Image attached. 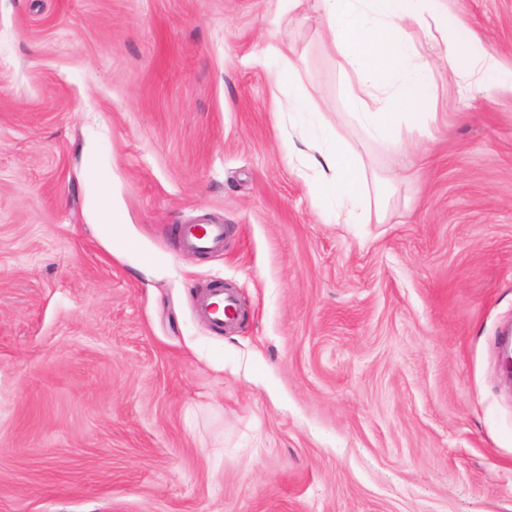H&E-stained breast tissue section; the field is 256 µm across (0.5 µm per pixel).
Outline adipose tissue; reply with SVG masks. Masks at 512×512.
I'll use <instances>...</instances> for the list:
<instances>
[{
    "instance_id": "ef3b65f1",
    "label": "adipose tissue",
    "mask_w": 512,
    "mask_h": 512,
    "mask_svg": "<svg viewBox=\"0 0 512 512\" xmlns=\"http://www.w3.org/2000/svg\"><path fill=\"white\" fill-rule=\"evenodd\" d=\"M327 43L336 56L348 118L366 138L408 152L402 128L433 137L437 126V72L449 79L475 77L489 98L512 94V66L505 65L448 6V0H316ZM442 50L440 65L426 57V43ZM288 122L298 137L289 158L312 171L305 185L318 202L336 205V218L366 224L378 207L363 161L306 96L288 92Z\"/></svg>"
}]
</instances>
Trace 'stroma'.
<instances>
[{
    "label": "stroma",
    "mask_w": 512,
    "mask_h": 512,
    "mask_svg": "<svg viewBox=\"0 0 512 512\" xmlns=\"http://www.w3.org/2000/svg\"><path fill=\"white\" fill-rule=\"evenodd\" d=\"M315 7L0 0V512H512V97L439 75L408 159L339 125L405 178L337 223L272 101L286 50L345 109ZM452 7L512 62V0ZM206 213L223 251L183 250ZM237 303V295L233 291L224 292V288H211L197 301L198 311L215 327L224 328L232 319L231 311Z\"/></svg>",
    "instance_id": "35a3bbf8"
}]
</instances>
